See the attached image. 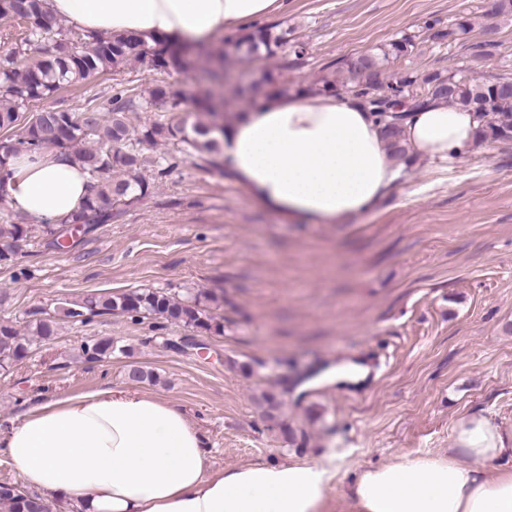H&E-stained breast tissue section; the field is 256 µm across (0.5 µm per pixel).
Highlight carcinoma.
Instances as JSON below:
<instances>
[{"label": "carcinoma", "mask_w": 512, "mask_h": 512, "mask_svg": "<svg viewBox=\"0 0 512 512\" xmlns=\"http://www.w3.org/2000/svg\"><path fill=\"white\" fill-rule=\"evenodd\" d=\"M45 0H0V13L6 26L16 30L14 44L0 51V131L8 133L0 142V170L14 154H36L47 148L69 153L89 174L93 193L79 210L57 224L42 225L48 248H62V240L73 231L88 234L100 224L112 223L114 209L144 197L149 182L144 172L152 170L163 177L177 165V157L158 159L139 149L143 143L175 140L180 152L194 155L208 165H215L220 144L215 122L197 121L191 125L156 121L141 128L133 126L129 113L157 104L169 112L181 111L186 102L179 91L161 81L143 96L121 83L111 86L110 112L104 114L93 104L81 112L52 107L39 112L28 110L30 103L45 100L79 82L109 70L118 72L132 64H145L159 73L188 69L200 54L187 46L175 47L163 38L137 34L81 32L67 28L50 16ZM473 28L468 15L458 16L448 29L428 24L430 39L439 43L455 40ZM290 31L274 26H258L237 39V48L246 56L262 53L271 56L287 45ZM417 48L416 36L403 34L369 52L348 58L345 66L359 80V93L379 113L395 112L412 103L443 99L448 104L476 113L483 121L481 138L491 142L512 140V78L477 79L464 67L452 74L434 71L416 74L392 66ZM401 130L391 123L385 128L390 154L395 159L405 155L400 144ZM31 225L24 222L0 225V242L10 247L29 237ZM102 314H122L136 323L160 319L181 325L197 333H222L224 325L202 308L198 296L190 291L173 296L162 291L141 288L120 294H92L66 310L75 322L86 323ZM59 323L47 315L21 326L0 320V370L7 371L25 360L33 346L56 339ZM126 354L110 339L81 346L78 357L103 361L112 354ZM126 377L137 383L155 384L158 376L134 363L126 365ZM263 418L276 422L282 402L271 391L255 397ZM46 505L41 496L13 483H0V512H39Z\"/></svg>", "instance_id": "carcinoma-1"}]
</instances>
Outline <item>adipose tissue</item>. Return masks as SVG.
I'll return each instance as SVG.
<instances>
[{"instance_id": "obj_1", "label": "adipose tissue", "mask_w": 512, "mask_h": 512, "mask_svg": "<svg viewBox=\"0 0 512 512\" xmlns=\"http://www.w3.org/2000/svg\"><path fill=\"white\" fill-rule=\"evenodd\" d=\"M92 32L162 36L206 46L279 15L287 0H47ZM406 153L454 163L478 145L475 113L445 100L405 108ZM385 121L364 99L273 93L224 125V170L260 209L295 224H347L377 215L402 183ZM9 208L39 224L77 210L91 180L70 155L11 156ZM0 452L42 497L73 512H329L336 460L297 457L232 469L207 465L203 433L170 401L104 387L37 404L0 429ZM355 512H512V430L462 417L447 454L405 453L367 469L350 491Z\"/></svg>"}]
</instances>
